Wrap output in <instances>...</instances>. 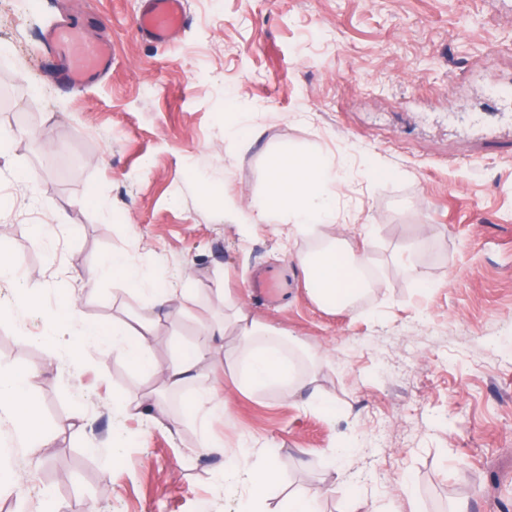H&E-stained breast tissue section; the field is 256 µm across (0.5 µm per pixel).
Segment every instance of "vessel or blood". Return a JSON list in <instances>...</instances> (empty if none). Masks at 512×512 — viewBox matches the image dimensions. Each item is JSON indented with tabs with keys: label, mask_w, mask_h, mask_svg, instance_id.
Wrapping results in <instances>:
<instances>
[{
	"label": "vessel or blood",
	"mask_w": 512,
	"mask_h": 512,
	"mask_svg": "<svg viewBox=\"0 0 512 512\" xmlns=\"http://www.w3.org/2000/svg\"><path fill=\"white\" fill-rule=\"evenodd\" d=\"M186 24L185 0H147L144 10L134 20L137 34L158 44L170 43ZM45 42L51 55L63 58L56 79L70 88L92 84L112 67L111 45L80 37L70 25L61 24L49 30Z\"/></svg>",
	"instance_id": "b4317fda"
}]
</instances>
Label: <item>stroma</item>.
<instances>
[{
    "label": "stroma",
    "instance_id": "35a3bbf8",
    "mask_svg": "<svg viewBox=\"0 0 512 512\" xmlns=\"http://www.w3.org/2000/svg\"><path fill=\"white\" fill-rule=\"evenodd\" d=\"M143 5L0 0V130L15 134L0 157V195L13 200L0 246L42 296L20 309L0 283V370H39L31 395L57 436L34 467L0 417V469L28 474L25 490H0V512H43L46 489L64 512H235L246 492L216 488L222 450L268 440L283 492L326 489L325 512L360 498L450 512L464 497L471 512H512V0H186L170 44L135 33ZM68 21L112 45L110 73L78 91L56 81L44 40ZM235 115L247 132L225 139ZM289 150L346 174L339 221L381 279L355 308L312 301L296 255L316 237L224 221V200L261 196L269 157ZM34 224L53 228L54 250ZM117 250L164 280L191 273L187 311L156 329L159 361L199 341L225 300L241 302L301 339L335 415L240 388L220 363L210 381L229 406L205 428L185 416L193 386L166 396L170 422L118 416L113 397L151 381L108 349L72 363L31 340ZM268 272L281 283L271 301L248 288ZM143 301L112 278L80 309L108 324Z\"/></svg>",
    "mask_w": 512,
    "mask_h": 512
}]
</instances>
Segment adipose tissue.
I'll return each mask as SVG.
<instances>
[{"label":"adipose tissue","instance_id":"1","mask_svg":"<svg viewBox=\"0 0 512 512\" xmlns=\"http://www.w3.org/2000/svg\"><path fill=\"white\" fill-rule=\"evenodd\" d=\"M341 181L342 173L330 157L297 151L280 153L268 162L264 195L244 209L233 203L225 205L224 220L245 232L276 218L290 235L319 234L336 221V189ZM299 261L307 281L314 284L309 291L311 298L325 310L350 309L379 284L378 274L362 255L339 237L321 238L314 248L300 254ZM115 277L146 295L138 314L140 330H133L122 320L109 325L84 320L79 314L78 297L71 294L58 300L48 312L45 329L36 340L51 348L68 343L73 356L82 353L89 343L106 346L135 371L153 379L155 392L136 399H116V407L128 417L163 412L162 395L207 378L220 354L236 359L245 385L284 387L292 394L303 392L309 402L332 411V401L316 385L314 377L297 372L290 353L300 346V339L286 331L266 333L239 302L234 304L231 318L202 326V342L183 347L169 362L159 363L152 329L178 315L188 304L186 289L179 283L156 278L148 267L125 252L104 257L87 282L93 285ZM35 378L32 371L1 372L0 411L14 417L18 436L36 457L49 447L50 440L36 427L40 411L30 395ZM224 455L230 463L224 471V482L244 485L248 492L239 512H265L267 493L279 481L276 446L265 444L260 463L255 462L248 448H228Z\"/></svg>","mask_w":512,"mask_h":512}]
</instances>
